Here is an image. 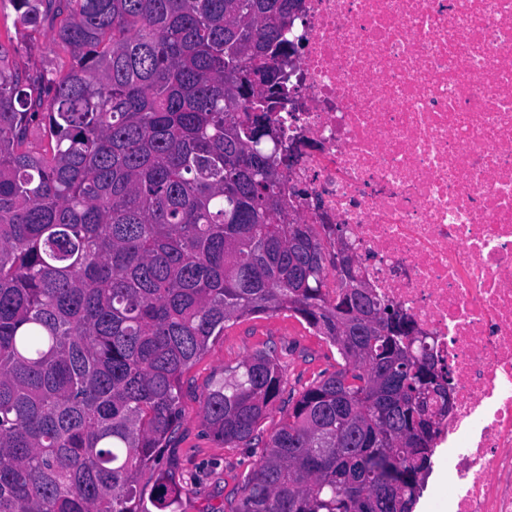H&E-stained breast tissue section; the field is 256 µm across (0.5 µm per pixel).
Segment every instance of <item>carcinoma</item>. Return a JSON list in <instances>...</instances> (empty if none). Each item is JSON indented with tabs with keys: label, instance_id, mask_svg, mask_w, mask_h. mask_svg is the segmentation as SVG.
Here are the masks:
<instances>
[{
	"label": "carcinoma",
	"instance_id": "obj_1",
	"mask_svg": "<svg viewBox=\"0 0 512 512\" xmlns=\"http://www.w3.org/2000/svg\"><path fill=\"white\" fill-rule=\"evenodd\" d=\"M0 43V512H147L141 474L181 420L183 372L231 320L292 313L336 348L269 436L271 350L202 401L260 448L233 512H412L440 433L417 397L447 367L413 320L336 268L349 243L288 223L281 140L255 144L250 74L277 70L299 0H9ZM64 70L11 63L47 15ZM37 127L47 146H28ZM336 295L324 291L329 280ZM158 481L152 504L176 512Z\"/></svg>",
	"mask_w": 512,
	"mask_h": 512
}]
</instances>
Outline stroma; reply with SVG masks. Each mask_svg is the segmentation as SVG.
Returning a JSON list of instances; mask_svg holds the SVG:
<instances>
[{"mask_svg":"<svg viewBox=\"0 0 512 512\" xmlns=\"http://www.w3.org/2000/svg\"><path fill=\"white\" fill-rule=\"evenodd\" d=\"M54 23L33 36L31 52H19L12 62L20 70L67 67L70 56L52 40ZM258 349L274 350L285 380L284 392L262 422L271 434L288 413L292 398L306 385L336 369L337 354L321 337L287 312L243 317L226 323L222 336L210 342L181 378V423L176 438L162 451L161 469L181 487L179 512H233L242 496L243 479L260 452L228 448L205 424L201 401L225 366L234 365Z\"/></svg>","mask_w":512,"mask_h":512,"instance_id":"1","label":"stroma"}]
</instances>
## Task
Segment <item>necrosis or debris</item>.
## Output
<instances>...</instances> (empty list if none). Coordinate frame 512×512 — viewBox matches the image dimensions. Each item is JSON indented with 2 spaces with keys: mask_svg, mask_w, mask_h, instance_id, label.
<instances>
[{
  "mask_svg": "<svg viewBox=\"0 0 512 512\" xmlns=\"http://www.w3.org/2000/svg\"><path fill=\"white\" fill-rule=\"evenodd\" d=\"M286 37L288 209L450 371L434 508L512 512V0H302Z\"/></svg>",
  "mask_w": 512,
  "mask_h": 512,
  "instance_id": "necrosis-or-debris-1",
  "label": "necrosis or debris"
}]
</instances>
